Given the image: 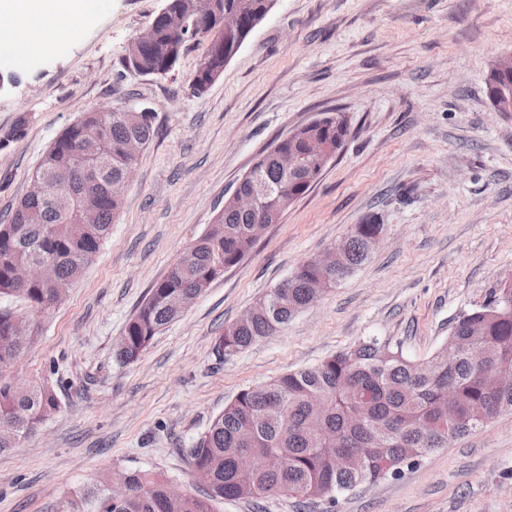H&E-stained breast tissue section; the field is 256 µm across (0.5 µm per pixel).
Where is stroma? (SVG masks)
<instances>
[{"mask_svg":"<svg viewBox=\"0 0 512 512\" xmlns=\"http://www.w3.org/2000/svg\"><path fill=\"white\" fill-rule=\"evenodd\" d=\"M162 5L107 0L74 37L62 19L0 16V59L20 38L37 47L0 92V135L27 120L0 149V220L84 113L155 112L110 237L14 368L53 385L60 410L0 454V512H63L102 475L131 469L199 494L183 451L241 389L370 338L424 361L457 317L512 278V112L491 105L485 84L512 53V0H276L201 95L191 80L204 43L191 42L165 77L135 79L122 66ZM329 112L349 134L320 181L138 361L117 362L126 322L257 158ZM374 214L383 239L360 267L272 336L217 355L225 325ZM334 512H512V411L339 497Z\"/></svg>","mask_w":512,"mask_h":512,"instance_id":"1","label":"stroma"}]
</instances>
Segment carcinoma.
<instances>
[{"instance_id": "obj_1", "label": "carcinoma", "mask_w": 512, "mask_h": 512, "mask_svg": "<svg viewBox=\"0 0 512 512\" xmlns=\"http://www.w3.org/2000/svg\"><path fill=\"white\" fill-rule=\"evenodd\" d=\"M164 0L165 13L154 19L155 42L140 52L133 77H162L169 45L187 47L192 27L205 29L207 46L196 71L217 80L252 29L268 14L270 0ZM240 15L241 28H221L224 13ZM512 73L490 68L488 97ZM154 115L137 120L119 108L86 112L67 126L42 157L36 172L62 177L61 185L75 194L89 189L83 160L103 156L112 147V164L104 167L94 186L100 205L99 223L76 224L51 204V192L25 195L0 223V298H14L25 310L0 308V453L21 447L59 408L55 390L31 385L19 392L12 369L41 338L38 317L64 302L70 288L93 263L112 230L123 198L108 192L111 182L132 180L137 161L123 156L127 141L147 144L153 136ZM348 127L338 114L324 116L293 130L278 141L299 157L294 171L284 169L278 150L261 155L238 183L243 191L262 186V204L253 211L224 200L214 223L184 248L163 278L126 323L116 343L115 358L136 362L153 338L181 311L189 294L203 293L225 271L245 258L244 247L261 238L266 225L278 224L291 203L321 178L326 164L304 156L308 140H320L330 154L343 144ZM376 216L354 225L336 265L317 256L303 262L288 278L270 289L224 327L216 343L223 358L234 356L272 335L307 308L315 293H326L370 256L383 237ZM56 261L57 286L22 285L17 278L24 265L42 258ZM512 372V290L498 288L480 308L461 315L447 344L423 363L409 360L399 347L375 338L339 351L319 364L289 372L268 382L242 389L208 429L186 449L194 468L208 476L202 496H175L170 481L158 471L126 472L125 492L109 493L103 479L73 497L65 512H215L219 499H247L255 504L275 494L298 499L303 507L333 505L338 496L365 483L397 478L426 455L446 448L456 438L482 426L502 411H512V385L500 375ZM455 396L454 416L444 401ZM250 451L272 457L276 464L262 472H241L238 456Z\"/></svg>"}]
</instances>
